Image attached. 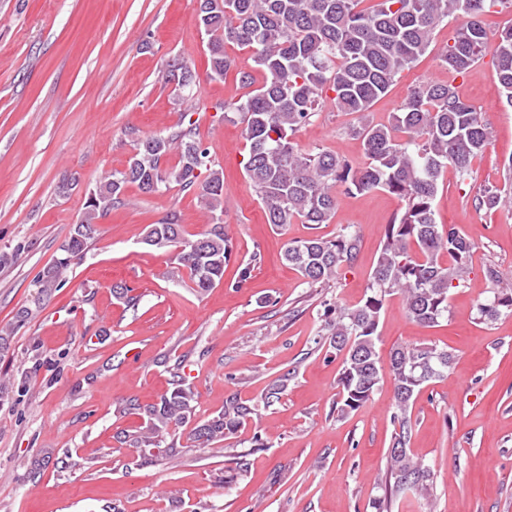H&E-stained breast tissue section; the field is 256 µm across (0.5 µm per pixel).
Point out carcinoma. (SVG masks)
<instances>
[{"label":"carcinoma","mask_w":512,"mask_h":512,"mask_svg":"<svg viewBox=\"0 0 512 512\" xmlns=\"http://www.w3.org/2000/svg\"><path fill=\"white\" fill-rule=\"evenodd\" d=\"M200 0V24L207 36L211 76L222 78L233 66L225 51L232 43L252 52L263 74L255 84L240 73L246 92L220 106L243 125L248 157L244 171L260 197L267 223L284 229L295 221L313 226L334 217L337 195L382 190L403 202L384 236L364 298L354 308L327 304L322 335L342 357L336 398L337 414L358 410L384 383L378 351V327L388 297L402 298L408 319L433 326L448 316L451 291L469 276L475 243L458 227L439 224L434 201L444 173L452 167L461 181L472 175V162L486 151L490 132L477 110L455 86L426 81L415 85L387 121L370 117L403 71L430 49L436 28L458 17L453 43L437 53L439 65L466 74L493 45L496 78L512 105V26L490 29L485 17L512 0ZM163 78L182 92L194 83L192 69L177 62L166 66ZM355 116L345 133L362 141L366 162L349 161L324 149L306 152L293 135L309 124L326 104ZM174 153L178 162L164 165ZM134 185L144 194L174 186L197 188L210 214L208 230L184 231L176 213L146 227L142 243L170 252L168 275L186 277L202 296L224 280V266L233 255L224 213V173L210 160L193 123L168 135L147 136L137 143L126 168L106 175L90 190L83 216L60 247V257L33 282L38 307L58 287L71 265L82 260L97 234V220L123 201ZM468 202L476 211L502 205L498 190H475ZM361 247L353 226L332 237L317 233L285 244L281 258L309 287L327 285L354 262ZM489 295L476 305L478 319L492 322L512 315V285L498 270L486 268ZM453 354L437 344L399 345L390 351L395 432L389 452L384 497L373 502L376 512H388L392 502L413 495L424 499L433 489L434 474L411 454L412 410L418 395L432 382L448 377ZM290 374L276 380L265 395L271 406L288 388ZM198 392L179 372L170 388L153 404L132 400L123 413L140 416L134 432L116 436L120 447L132 449V460L157 458L176 447L175 430L186 434L192 448H210L235 435L255 415L251 405L230 397L224 409L197 417Z\"/></svg>","instance_id":"carcinoma-1"}]
</instances>
